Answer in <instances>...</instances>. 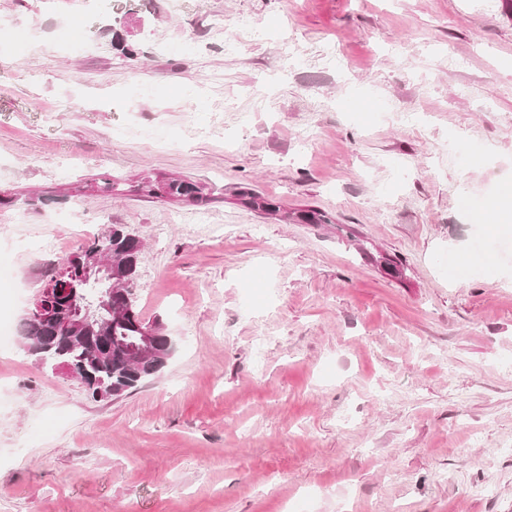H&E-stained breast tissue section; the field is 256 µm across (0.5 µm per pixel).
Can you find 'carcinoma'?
Instances as JSON below:
<instances>
[{"label": "carcinoma", "instance_id": "cac0c4a2", "mask_svg": "<svg viewBox=\"0 0 512 512\" xmlns=\"http://www.w3.org/2000/svg\"><path fill=\"white\" fill-rule=\"evenodd\" d=\"M137 189L144 194L186 203H200L209 198L208 188L182 178L147 176L141 179ZM237 196L241 203L251 209L265 212L276 211L270 200L242 189ZM143 250L139 237L122 227H113L95 239L84 249V253L97 254L101 260L112 265V275L102 271L99 281L89 287L81 281L82 268L78 256L68 259L50 278L53 287L67 284L76 292L81 304L92 313L88 327L98 331L100 324L111 319L109 355L95 360L87 354L82 344H71L61 340L66 332L56 330L55 313L62 309L66 299L57 292L39 290L33 303L41 304L45 311L42 319L27 317L21 325L23 346L41 361L49 365L65 363L81 380H95V386L88 390L92 398L120 397L134 390L153 373L139 372L134 367L130 345L139 336V329L145 324L138 308L135 292L138 287V267ZM121 308L124 314L110 318L108 307Z\"/></svg>", "mask_w": 512, "mask_h": 512}]
</instances>
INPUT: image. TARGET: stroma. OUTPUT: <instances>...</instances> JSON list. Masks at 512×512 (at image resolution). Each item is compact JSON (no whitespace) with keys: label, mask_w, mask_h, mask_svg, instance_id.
<instances>
[{"label":"stroma","mask_w":512,"mask_h":512,"mask_svg":"<svg viewBox=\"0 0 512 512\" xmlns=\"http://www.w3.org/2000/svg\"><path fill=\"white\" fill-rule=\"evenodd\" d=\"M0 21V318L119 224L177 344L96 401L10 336L0 512H512V264L460 266L475 228L512 233L480 222L512 188L507 0H0ZM160 174L210 201L136 191Z\"/></svg>","instance_id":"obj_1"}]
</instances>
